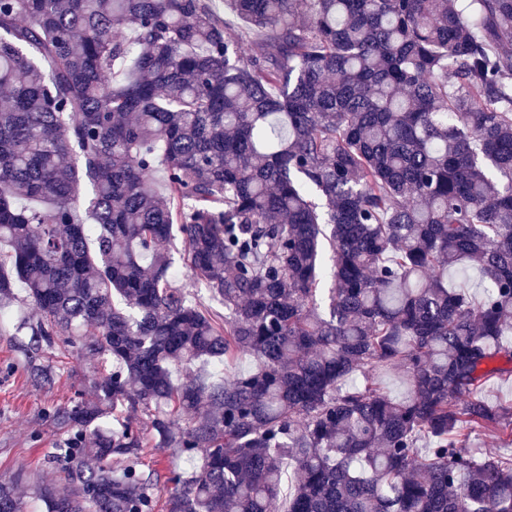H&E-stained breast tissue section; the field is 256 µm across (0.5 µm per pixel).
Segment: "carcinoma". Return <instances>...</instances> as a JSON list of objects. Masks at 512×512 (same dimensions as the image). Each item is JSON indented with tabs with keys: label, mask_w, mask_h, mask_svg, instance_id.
<instances>
[{
	"label": "carcinoma",
	"mask_w": 512,
	"mask_h": 512,
	"mask_svg": "<svg viewBox=\"0 0 512 512\" xmlns=\"http://www.w3.org/2000/svg\"><path fill=\"white\" fill-rule=\"evenodd\" d=\"M224 10L234 35L212 0H0V323L18 300L35 350L112 361L52 411L64 482L32 499L512 512V459L467 447L512 428L481 396L512 376V0ZM466 267L478 300L448 287ZM199 281L224 312L189 302ZM241 355L257 370L212 372ZM448 287L465 288L472 294L480 296L483 294L484 283L479 272L473 269H466L448 272ZM377 380L393 398L399 399L407 394V384L405 377L398 371H381L377 374Z\"/></svg>",
	"instance_id": "1"
}]
</instances>
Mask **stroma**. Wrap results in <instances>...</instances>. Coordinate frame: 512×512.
<instances>
[{"instance_id": "stroma-1", "label": "stroma", "mask_w": 512, "mask_h": 512, "mask_svg": "<svg viewBox=\"0 0 512 512\" xmlns=\"http://www.w3.org/2000/svg\"><path fill=\"white\" fill-rule=\"evenodd\" d=\"M32 338L29 332H0V481L21 470L46 480L57 479L44 458L65 437L50 411L77 396L91 399L92 358L82 351L39 353V363L51 366L54 382L37 384L29 372Z\"/></svg>"}]
</instances>
